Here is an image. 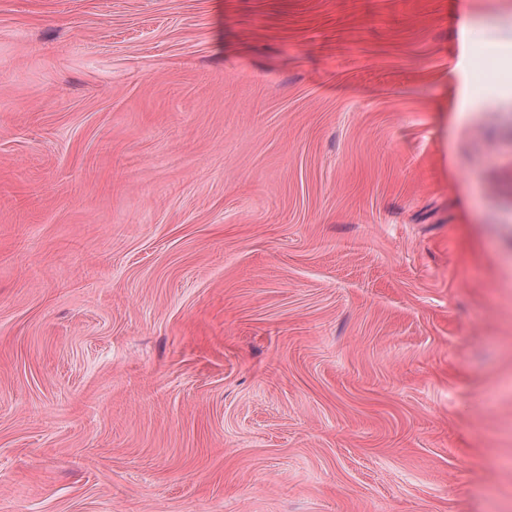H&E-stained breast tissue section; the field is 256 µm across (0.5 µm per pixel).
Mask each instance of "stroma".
<instances>
[{"instance_id":"stroma-1","label":"stroma","mask_w":512,"mask_h":512,"mask_svg":"<svg viewBox=\"0 0 512 512\" xmlns=\"http://www.w3.org/2000/svg\"><path fill=\"white\" fill-rule=\"evenodd\" d=\"M485 18L0 0V512H512Z\"/></svg>"}]
</instances>
